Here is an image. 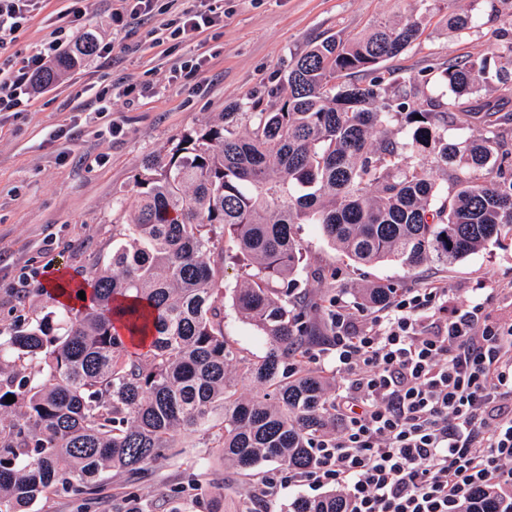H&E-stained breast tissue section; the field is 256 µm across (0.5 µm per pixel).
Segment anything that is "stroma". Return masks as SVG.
I'll return each mask as SVG.
<instances>
[{"instance_id": "obj_1", "label": "stroma", "mask_w": 512, "mask_h": 512, "mask_svg": "<svg viewBox=\"0 0 512 512\" xmlns=\"http://www.w3.org/2000/svg\"><path fill=\"white\" fill-rule=\"evenodd\" d=\"M412 0H214L224 11V25L206 32L204 45L152 43L149 32L158 18L131 25L112 24L113 0H89L85 30L100 43L113 45L109 58L90 57L48 89L34 93L25 111L0 112V329L43 316L53 303L45 282L57 275L80 280L112 251L128 221L146 156L169 150L184 134L204 127L234 104L267 102L272 90L312 43L347 38L379 21L400 19ZM472 7L474 26L450 32L447 8L434 11L419 43L390 68L398 75L416 74L428 64L447 59L489 55L502 18L493 15L491 0H457ZM60 0H42L14 45L19 56L48 38L57 23ZM206 54L201 77L174 80V62ZM110 88L112 109L95 110L97 90ZM77 126L75 139L56 138L58 130ZM308 271L302 286L321 305L340 297L358 304L367 284L397 289L441 286L448 307L488 300L500 318L512 317V240L492 243L450 265L426 264L410 271L395 261L357 264L340 255L318 225L297 230ZM332 269L331 281L317 278ZM224 331L251 358L264 356V336L243 321L232 300L224 302ZM177 455L153 465L140 486L144 503L155 504L187 474L202 484L224 481V512H243L255 491L244 477L230 479L216 449L201 440L177 437ZM98 499L85 506L65 496L33 506L31 512H111L114 494L125 491L126 477L109 474Z\"/></svg>"}]
</instances>
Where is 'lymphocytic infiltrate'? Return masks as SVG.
I'll use <instances>...</instances> for the list:
<instances>
[{
	"label": "lymphocytic infiltrate",
	"mask_w": 512,
	"mask_h": 512,
	"mask_svg": "<svg viewBox=\"0 0 512 512\" xmlns=\"http://www.w3.org/2000/svg\"><path fill=\"white\" fill-rule=\"evenodd\" d=\"M115 22L159 17L155 44L223 25L200 0H120ZM83 0H66L51 38L19 65L0 62V112L27 106L34 78L77 38ZM444 288H408L377 308L330 301L332 336L311 364L331 356L347 382L330 407L335 433L289 484L343 491L350 512H461L489 491L512 502V321L484 303L449 311Z\"/></svg>",
	"instance_id": "obj_1"
}]
</instances>
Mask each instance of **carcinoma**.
<instances>
[{"instance_id": "carcinoma-1", "label": "carcinoma", "mask_w": 512, "mask_h": 512, "mask_svg": "<svg viewBox=\"0 0 512 512\" xmlns=\"http://www.w3.org/2000/svg\"><path fill=\"white\" fill-rule=\"evenodd\" d=\"M415 2L401 21L311 46L285 75L286 94L252 104L250 128L239 129L242 113L222 112L148 156L123 240L78 283L88 301L0 331V512H30L60 493L84 501L110 472L141 480L173 455L177 433L201 436L257 486L263 461L306 469L336 418L331 378L307 362L329 336L299 286L297 225H319L352 261L411 270L512 237V37L489 58L399 77L384 62L421 39L430 8ZM453 2L448 28L471 29L473 15ZM95 50L82 37L40 82ZM434 78L448 93L430 90ZM460 117L476 135L455 143L448 125ZM228 260L242 271L236 312L269 341L259 360L224 336ZM395 292L373 285L359 299L382 306ZM234 365L262 391L238 395ZM223 490L224 480L211 483L209 512H224ZM288 512L345 507L331 491L296 498ZM472 512L512 506L481 495Z\"/></svg>"}]
</instances>
